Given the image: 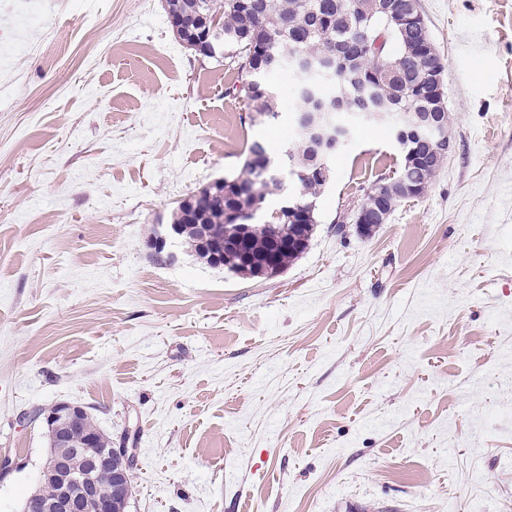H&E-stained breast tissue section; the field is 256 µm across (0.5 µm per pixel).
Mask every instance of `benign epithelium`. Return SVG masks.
<instances>
[{"mask_svg": "<svg viewBox=\"0 0 512 512\" xmlns=\"http://www.w3.org/2000/svg\"><path fill=\"white\" fill-rule=\"evenodd\" d=\"M333 67V57L302 56L297 58L294 69L301 84L298 99L305 104L311 93V87ZM377 119L388 127L392 143L400 147L410 136L423 140L429 146L440 144L453 148V140L449 125L429 119L414 120L402 115L393 120L388 114L378 110L367 109L357 112L344 125L330 129L324 148L326 157L331 158L336 152L344 149L353 140L357 124L365 119ZM179 228L168 224L158 231L151 245L157 249L165 248L167 240L178 237ZM83 407L60 403L51 407L44 414L43 422L53 434L55 447L49 449L44 463L43 473L50 478L55 486L54 497L34 502L26 500L23 512H126L129 500L127 487L128 477L125 472L112 466L113 460L119 457L125 464L135 458L132 448H114L107 445L97 447V437L86 433L82 441L72 445L68 431L80 420ZM111 484V491L101 492L103 482Z\"/></svg>", "mask_w": 512, "mask_h": 512, "instance_id": "benign-epithelium-1", "label": "benign epithelium"}]
</instances>
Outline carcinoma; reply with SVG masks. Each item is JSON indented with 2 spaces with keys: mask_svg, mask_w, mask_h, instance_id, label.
<instances>
[{
  "mask_svg": "<svg viewBox=\"0 0 512 512\" xmlns=\"http://www.w3.org/2000/svg\"><path fill=\"white\" fill-rule=\"evenodd\" d=\"M419 0H166V11L180 38L191 43V34L204 19L220 16L221 34L205 52L209 58L228 56L238 61L240 85L234 88L264 121L276 119L275 91L267 74L288 66L299 56L331 53L335 72L316 91L308 111H321L331 88L339 86L331 120L357 112L363 105V87L374 92L379 109L402 112L448 113L435 100L436 80L443 76V65L435 52L429 30L422 18L404 20L410 3ZM438 150L413 145L401 154L394 172L393 191L384 202L366 198L358 208L373 231L379 215H390L403 201L418 196L439 168ZM323 153L320 143L299 135L298 144L288 149L287 162L300 176L295 189L310 200H318L327 179L314 170ZM277 164L266 143L257 139L247 149L241 170L225 177L224 195L211 196L190 211L179 206L173 223L181 226L180 240L187 243L198 259L211 267H223L242 276L268 274L270 255L278 270L285 269L303 251L275 250L288 238L311 241L317 210L305 214L301 224L289 222L284 214L274 221L256 223L252 215L262 208L268 193L273 167L264 169L257 160ZM236 209L241 223L249 225L245 243L236 245L237 226L224 221V211Z\"/></svg>",
  "mask_w": 512,
  "mask_h": 512,
  "instance_id": "1",
  "label": "carcinoma"
}]
</instances>
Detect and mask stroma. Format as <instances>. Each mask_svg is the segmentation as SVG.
Returning a JSON list of instances; mask_svg holds the SVG:
<instances>
[{
    "instance_id": "obj_1",
    "label": "stroma",
    "mask_w": 512,
    "mask_h": 512,
    "mask_svg": "<svg viewBox=\"0 0 512 512\" xmlns=\"http://www.w3.org/2000/svg\"><path fill=\"white\" fill-rule=\"evenodd\" d=\"M420 7L452 153L364 237L400 157L360 124L308 249L263 278L147 242L254 137L290 145L292 76L262 123L165 0H66L37 30L0 0V41L32 47L0 70V512L41 478L27 413L61 402L135 448L126 512H512V0Z\"/></svg>"
}]
</instances>
